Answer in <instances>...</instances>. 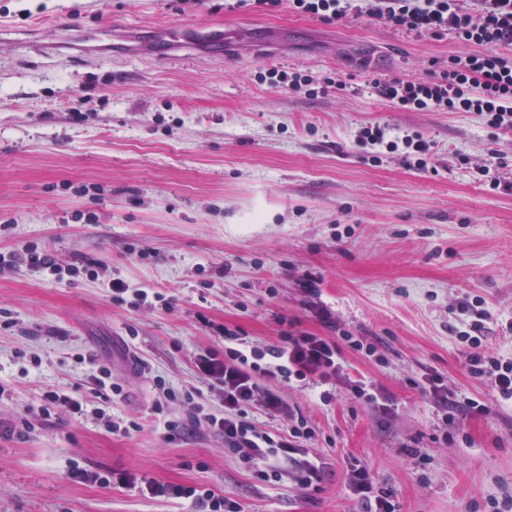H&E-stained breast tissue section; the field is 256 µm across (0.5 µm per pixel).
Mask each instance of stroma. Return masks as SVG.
I'll return each mask as SVG.
<instances>
[{
  "label": "stroma",
  "instance_id": "stroma-1",
  "mask_svg": "<svg viewBox=\"0 0 512 512\" xmlns=\"http://www.w3.org/2000/svg\"><path fill=\"white\" fill-rule=\"evenodd\" d=\"M163 26L265 37L276 51L157 59L147 46ZM60 39L75 50L37 47ZM0 44V254L44 244L62 267L18 260L0 273V512L188 510L79 481L76 467L204 486L243 512H362L351 459L400 512H512V400L470 372L459 338L482 323L484 350L512 358V132L469 112L396 109L369 86L429 79L468 45L366 14L326 23L224 0H0ZM272 68L331 86L289 92L260 81ZM377 125L423 134L427 169L403 148L377 162L361 153L358 136ZM493 151L495 190L474 174ZM80 260L100 263L98 277H70ZM113 278L131 288L124 303ZM219 325L260 348L288 333L336 341L335 381L278 385L316 431L305 446L326 459L319 486L260 482L204 430L166 439L164 421L194 406L156 412L153 379L198 388L217 409L194 358L222 348ZM134 355L148 374L131 372ZM90 357L111 365L123 397L93 398ZM429 373L485 412L416 388ZM357 382L375 401L354 397ZM52 388L139 428L114 434L93 413L41 418Z\"/></svg>",
  "mask_w": 512,
  "mask_h": 512
}]
</instances>
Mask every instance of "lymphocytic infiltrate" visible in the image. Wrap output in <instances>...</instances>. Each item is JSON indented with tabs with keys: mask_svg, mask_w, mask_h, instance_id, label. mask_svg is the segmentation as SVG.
<instances>
[{
	"mask_svg": "<svg viewBox=\"0 0 512 512\" xmlns=\"http://www.w3.org/2000/svg\"><path fill=\"white\" fill-rule=\"evenodd\" d=\"M477 2L472 10L461 0H369L364 6L357 0H235L237 6L267 11L284 3L297 13L328 22L365 13L417 36L453 34L472 45V52L449 57L447 65L429 81L373 80L376 96L399 109L470 112L490 127L512 130V0ZM356 145L368 154L382 148L392 153L404 147L418 154V167L428 165L429 148L417 132L393 140L387 138L384 128L368 127ZM216 331L224 341L223 353L208 350L197 354L194 364L223 408L185 422H166V438L172 440L204 426L223 437L226 452L240 459L262 482L277 483L288 476L308 487L321 481L320 455L303 446L315 432L295 414L275 384L291 379L305 384L330 381L337 369L335 343L312 334L286 335L280 344L259 349L225 326H217ZM468 343L471 373L490 382L504 399L512 400V360L482 351L481 337H469ZM254 409L273 419L287 416L292 425L276 433L262 429L249 417ZM73 475L83 482L134 488L153 498L182 499L189 502L192 512H241L237 501L209 488L162 483L144 473L78 468ZM350 475V490L364 512H396L391 493L374 489L366 468L352 467Z\"/></svg>",
	"mask_w": 512,
	"mask_h": 512,
	"instance_id": "f902f5d3",
	"label": "lymphocytic infiltrate"
}]
</instances>
